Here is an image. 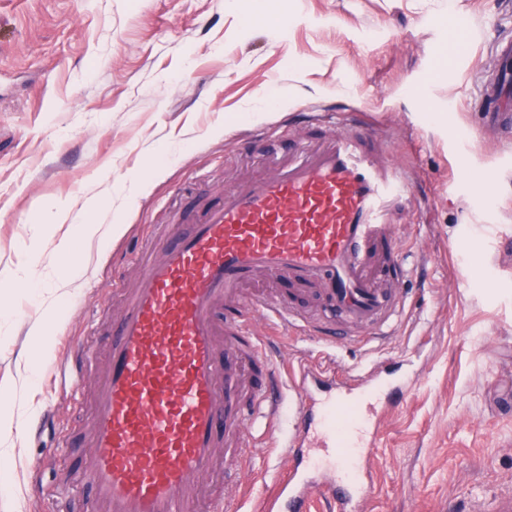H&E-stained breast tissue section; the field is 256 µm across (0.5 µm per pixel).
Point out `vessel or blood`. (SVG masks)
<instances>
[{
  "instance_id": "obj_1",
  "label": "vessel or blood",
  "mask_w": 512,
  "mask_h": 512,
  "mask_svg": "<svg viewBox=\"0 0 512 512\" xmlns=\"http://www.w3.org/2000/svg\"><path fill=\"white\" fill-rule=\"evenodd\" d=\"M476 103V137L512 144V35L500 37ZM410 196L403 169L383 163L358 127L302 141L271 174L225 190L192 229L140 260L138 285L121 297L112 327L83 464L91 512H189L200 480L217 464L252 455L248 432L274 424L283 401L254 325L263 316L282 334L329 342L389 338L405 310L401 291L378 285L410 273L397 246L394 214ZM316 287L326 318L310 321L290 297L240 287L255 275ZM377 371L350 383L305 369L294 381L295 418L280 446L290 473L264 512H310L316 498L338 512H363L373 491L372 449L383 397ZM333 455L350 475L336 481L315 458ZM470 512H512V489Z\"/></svg>"
}]
</instances>
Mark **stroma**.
I'll return each instance as SVG.
<instances>
[{
	"label": "stroma",
	"mask_w": 512,
	"mask_h": 512,
	"mask_svg": "<svg viewBox=\"0 0 512 512\" xmlns=\"http://www.w3.org/2000/svg\"><path fill=\"white\" fill-rule=\"evenodd\" d=\"M467 20L459 46L451 16ZM512 34V0H0V382L14 377L40 292L13 286L33 238L68 201L98 197L164 163L123 210V234L91 255L64 300L53 361L95 324L106 349L114 284L132 288V255L169 241L239 181L288 160L310 112H353L382 157L404 168L412 194L395 234L416 271L400 283L407 311L393 338L334 344L257 326L283 387L308 367L337 377L381 366L419 375L380 420L375 489L365 512H461L512 488V254L489 234H512V155L472 144L468 128L492 41ZM267 108H257L259 98ZM477 277L460 280L464 262ZM99 373L78 388L44 371L34 385L0 502L16 512H85L91 495L78 457L92 428ZM253 457L226 495L228 512H261L288 466L258 431ZM70 449H63V442ZM69 457L66 484L58 457Z\"/></svg>",
	"instance_id": "1"
}]
</instances>
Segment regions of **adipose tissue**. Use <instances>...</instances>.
I'll return each mask as SVG.
<instances>
[{
    "label": "adipose tissue",
    "mask_w": 512,
    "mask_h": 512,
    "mask_svg": "<svg viewBox=\"0 0 512 512\" xmlns=\"http://www.w3.org/2000/svg\"><path fill=\"white\" fill-rule=\"evenodd\" d=\"M55 221L67 225L68 231L55 245L56 254L68 256L69 262L56 277L53 291L41 298V314L29 328L27 353L22 358L15 378L0 383V482L11 483L14 473L10 467L18 445L20 427L34 411L33 382L48 359L47 348L54 340L53 333L60 325V304L71 295L73 285L87 273L84 259L70 258L73 240L105 244L119 236L123 225L113 223L111 211L98 210L95 199H87L81 206L62 204Z\"/></svg>",
    "instance_id": "obj_1"
}]
</instances>
